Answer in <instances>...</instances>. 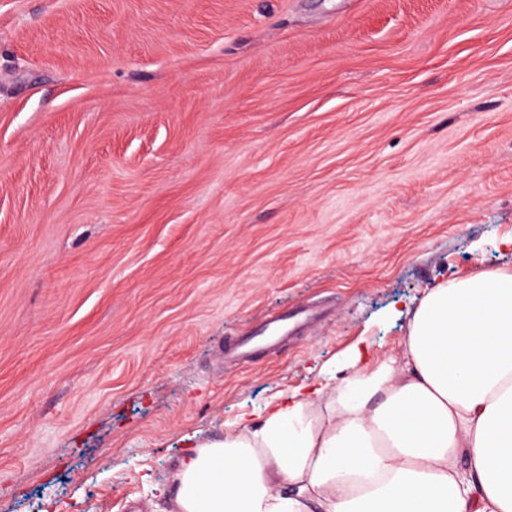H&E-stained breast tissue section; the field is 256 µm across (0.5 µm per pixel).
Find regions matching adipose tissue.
<instances>
[{
    "label": "adipose tissue",
    "mask_w": 512,
    "mask_h": 512,
    "mask_svg": "<svg viewBox=\"0 0 512 512\" xmlns=\"http://www.w3.org/2000/svg\"><path fill=\"white\" fill-rule=\"evenodd\" d=\"M171 512H512V267L428 286L399 354L197 448Z\"/></svg>",
    "instance_id": "1"
}]
</instances>
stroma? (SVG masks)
Here are the masks:
<instances>
[{"label":"stroma","mask_w":512,"mask_h":512,"mask_svg":"<svg viewBox=\"0 0 512 512\" xmlns=\"http://www.w3.org/2000/svg\"><path fill=\"white\" fill-rule=\"evenodd\" d=\"M508 237L512 0H0V512H166Z\"/></svg>","instance_id":"1"}]
</instances>
